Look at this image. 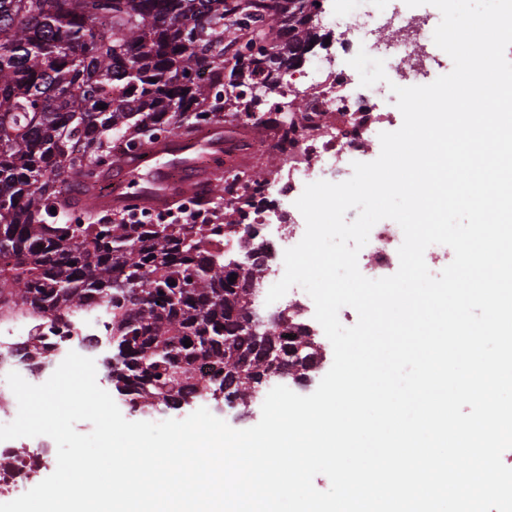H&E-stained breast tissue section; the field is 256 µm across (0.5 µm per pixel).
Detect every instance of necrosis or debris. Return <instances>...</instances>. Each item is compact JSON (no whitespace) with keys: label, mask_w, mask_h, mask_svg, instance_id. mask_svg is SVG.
Here are the masks:
<instances>
[{"label":"necrosis or debris","mask_w":512,"mask_h":512,"mask_svg":"<svg viewBox=\"0 0 512 512\" xmlns=\"http://www.w3.org/2000/svg\"><path fill=\"white\" fill-rule=\"evenodd\" d=\"M389 0H336V12L328 22L342 26L347 45L361 44L366 52L383 59L394 73L396 85H416L430 60L426 51L433 38L427 22L412 14L391 11ZM310 85L298 84L294 74L279 79V99L274 104L278 123L271 130L274 151L285 153L290 166L268 178L262 186L242 178L243 164L233 154L224 158V173L232 178L234 188L224 197L225 204L240 209L256 233L264 234V244L276 257L300 242L305 227L287 224L284 213L295 212V202L302 194L313 171L331 167L341 169L348 158L364 153L369 138L384 120L377 111L378 86L364 87L352 67L335 69L331 60H314ZM307 99L303 111L289 109L288 100ZM279 197L282 205L262 210L260 198ZM403 242L399 225L378 222L358 263L360 272L371 279L389 276L398 267V249ZM110 317L106 306L90 301L72 316L68 325L47 323L34 327L25 315L0 316V422H12L18 412L15 395L5 377L19 373L27 382L40 385L48 375L22 363L11 350L30 336L40 335L46 354L53 363H61L68 352H83L87 340L108 335ZM49 465L45 447L28 450L14 441H0V492L18 493Z\"/></svg>","instance_id":"4bbe7bcc"}]
</instances>
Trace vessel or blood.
<instances>
[{"label":"vessel or blood","mask_w":512,"mask_h":512,"mask_svg":"<svg viewBox=\"0 0 512 512\" xmlns=\"http://www.w3.org/2000/svg\"><path fill=\"white\" fill-rule=\"evenodd\" d=\"M224 153V130L215 127L202 134L175 139L126 156L114 179V193L90 199V206L130 205L172 208L193 193L204 171L201 160Z\"/></svg>","instance_id":"vessel-or-blood-1"}]
</instances>
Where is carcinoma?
<instances>
[{
	"label": "carcinoma",
	"instance_id": "1",
	"mask_svg": "<svg viewBox=\"0 0 512 512\" xmlns=\"http://www.w3.org/2000/svg\"><path fill=\"white\" fill-rule=\"evenodd\" d=\"M288 2L0 0V313L63 322L97 297L111 313L108 377L135 407L178 409L228 378L251 397L272 368L242 325L261 269L227 267L206 220L134 224L85 206L73 220L68 178L103 190L110 134L129 150L160 127L206 124L245 73L253 91L277 88L262 42L286 56L317 40ZM267 335L295 368L291 348L307 339L298 319L281 316Z\"/></svg>",
	"mask_w": 512,
	"mask_h": 512
}]
</instances>
